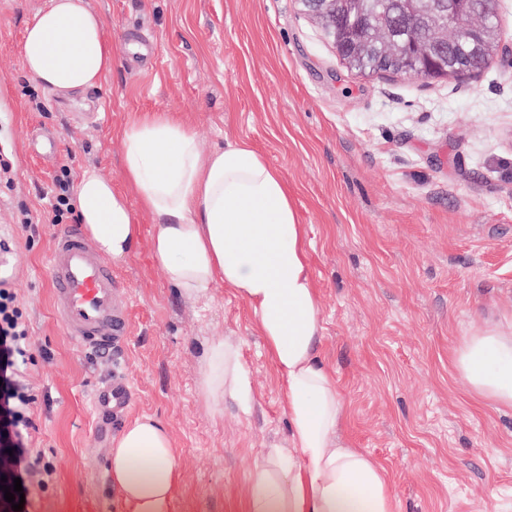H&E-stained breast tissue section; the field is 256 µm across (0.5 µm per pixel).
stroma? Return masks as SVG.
I'll return each instance as SVG.
<instances>
[{
  "label": "stroma",
  "instance_id": "obj_1",
  "mask_svg": "<svg viewBox=\"0 0 512 512\" xmlns=\"http://www.w3.org/2000/svg\"><path fill=\"white\" fill-rule=\"evenodd\" d=\"M49 0H0V233L30 317L40 400L32 444L55 473L33 512H124L110 474L118 436L97 412L114 377L128 418L150 416L178 451L174 512H245L256 461L288 445L279 380L248 306L232 289L181 296L136 247L112 272L130 297V337L98 357L65 335L45 257L58 230L21 227L43 212L60 170L122 177L120 137L142 111L173 112L202 151L244 139L276 167L306 229L322 319L321 356L346 405L345 441L387 470L400 512H512V408L470 391L452 351L512 313V0H496V56L478 76L435 80L349 70L295 0H86L105 21L112 72L64 100L25 71L26 24ZM52 134L55 156L29 154ZM240 348L250 414L215 416L200 387L208 343ZM130 387L129 385L118 384L107 390L96 392L94 404L96 407L112 404V412L117 416L123 413L129 403Z\"/></svg>",
  "mask_w": 512,
  "mask_h": 512
}]
</instances>
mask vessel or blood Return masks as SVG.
Listing matches in <instances>:
<instances>
[{
    "mask_svg": "<svg viewBox=\"0 0 512 512\" xmlns=\"http://www.w3.org/2000/svg\"><path fill=\"white\" fill-rule=\"evenodd\" d=\"M52 307L68 338L85 350L110 349L130 333L129 309L116 296L111 264L94 248L82 225L59 229L46 258ZM130 388L116 385L96 392L95 406L122 413Z\"/></svg>",
    "mask_w": 512,
    "mask_h": 512,
    "instance_id": "obj_1",
    "label": "vessel or blood"
}]
</instances>
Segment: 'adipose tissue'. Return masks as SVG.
Listing matches in <instances>:
<instances>
[{"mask_svg": "<svg viewBox=\"0 0 512 512\" xmlns=\"http://www.w3.org/2000/svg\"><path fill=\"white\" fill-rule=\"evenodd\" d=\"M26 72L70 99L112 72L104 22L85 0H50L25 29ZM124 180L139 196L93 171L75 188L79 219L98 249L123 261L150 215L151 250L166 281L188 298L233 289L251 309L284 392L288 445L268 449L254 468L245 512H398L385 468L339 434L346 410L320 357L321 305L308 269L306 231L288 184L250 142L202 152L195 130L170 112H142L122 130ZM464 382L512 407V316L467 336L455 352ZM201 386L216 414L225 403L249 412L253 387L237 346L212 340ZM112 480L125 512H173L179 465L167 428L130 420L111 450Z\"/></svg>", "mask_w": 512, "mask_h": 512, "instance_id": "1", "label": "adipose tissue"}]
</instances>
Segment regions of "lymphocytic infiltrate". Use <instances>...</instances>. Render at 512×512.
I'll list each match as a JSON object with an SVG mask.
<instances>
[{
    "label": "lymphocytic infiltrate",
    "mask_w": 512,
    "mask_h": 512,
    "mask_svg": "<svg viewBox=\"0 0 512 512\" xmlns=\"http://www.w3.org/2000/svg\"><path fill=\"white\" fill-rule=\"evenodd\" d=\"M34 360L28 316L16 293L0 287V445L11 451L8 474L20 479L28 508L54 473L50 461L31 446L38 394L26 370Z\"/></svg>",
    "instance_id": "f902f5d3"
}]
</instances>
